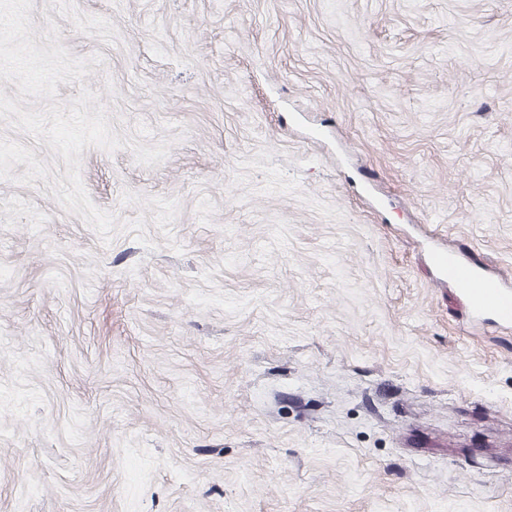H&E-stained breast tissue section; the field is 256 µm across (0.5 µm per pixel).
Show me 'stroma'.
Listing matches in <instances>:
<instances>
[{"mask_svg":"<svg viewBox=\"0 0 512 512\" xmlns=\"http://www.w3.org/2000/svg\"><path fill=\"white\" fill-rule=\"evenodd\" d=\"M120 140L0 119V512H512V0H33ZM101 56L94 64L93 56ZM433 263L471 303L477 316L495 314L504 324H512V289L487 276L483 270L443 252L433 255Z\"/></svg>","mask_w":512,"mask_h":512,"instance_id":"obj_1","label":"stroma"}]
</instances>
